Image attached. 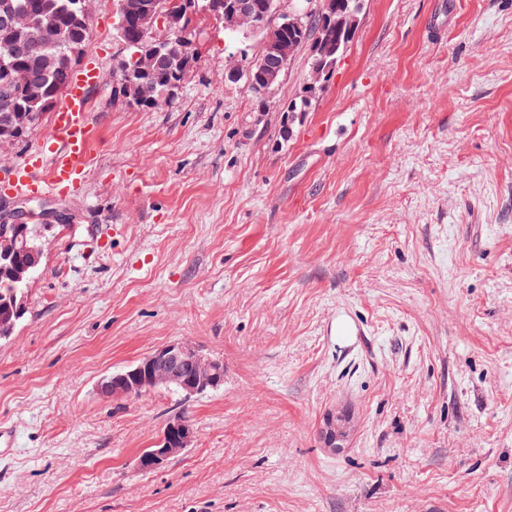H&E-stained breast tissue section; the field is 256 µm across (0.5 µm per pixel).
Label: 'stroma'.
Instances as JSON below:
<instances>
[{
  "label": "stroma",
  "mask_w": 512,
  "mask_h": 512,
  "mask_svg": "<svg viewBox=\"0 0 512 512\" xmlns=\"http://www.w3.org/2000/svg\"><path fill=\"white\" fill-rule=\"evenodd\" d=\"M92 0L84 194L46 195L43 256L0 341V512H512V0H362L309 111L300 52L256 111L259 35L198 14L171 104L113 92ZM186 341L224 383L105 400ZM190 448L134 469L165 424Z\"/></svg>",
  "instance_id": "obj_1"
}]
</instances>
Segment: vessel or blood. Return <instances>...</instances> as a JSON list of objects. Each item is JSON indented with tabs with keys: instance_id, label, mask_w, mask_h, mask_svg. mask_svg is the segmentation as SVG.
I'll return each instance as SVG.
<instances>
[{
	"instance_id": "1",
	"label": "vessel or blood",
	"mask_w": 512,
	"mask_h": 512,
	"mask_svg": "<svg viewBox=\"0 0 512 512\" xmlns=\"http://www.w3.org/2000/svg\"><path fill=\"white\" fill-rule=\"evenodd\" d=\"M99 68L100 60L93 55L73 73L47 138L13 165L0 189L17 196L85 192L91 147L99 138L87 113Z\"/></svg>"
}]
</instances>
